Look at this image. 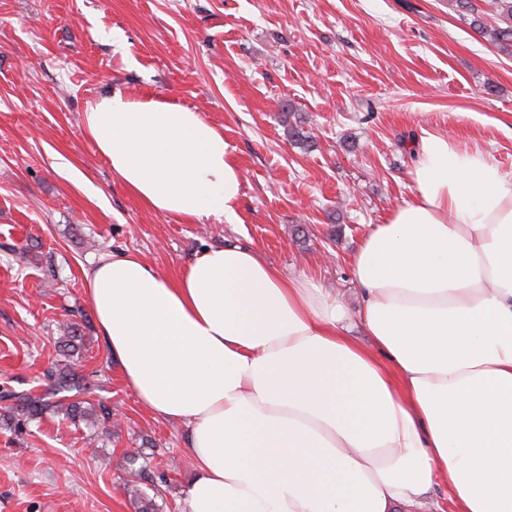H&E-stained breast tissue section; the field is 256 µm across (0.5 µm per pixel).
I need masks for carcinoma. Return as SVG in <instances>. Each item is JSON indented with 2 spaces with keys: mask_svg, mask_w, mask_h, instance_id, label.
Returning a JSON list of instances; mask_svg holds the SVG:
<instances>
[{
  "mask_svg": "<svg viewBox=\"0 0 512 512\" xmlns=\"http://www.w3.org/2000/svg\"><path fill=\"white\" fill-rule=\"evenodd\" d=\"M457 11L472 17L473 27L502 50L512 48V0H495L497 18L487 25L473 0H454ZM61 347L67 356L64 362H56L43 374L44 381L38 388L17 392L10 387H0V408L4 410L6 426L15 433H23L34 421L47 416L61 415L73 424L82 421L106 430L112 428V408L105 402L86 401L82 395L91 389V382L77 371L73 358L80 355L83 336L79 325L64 326ZM75 394H70V391Z\"/></svg>",
  "mask_w": 512,
  "mask_h": 512,
  "instance_id": "carcinoma-1",
  "label": "carcinoma"
}]
</instances>
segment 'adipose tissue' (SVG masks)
Segmentation results:
<instances>
[{
    "instance_id": "obj_1",
    "label": "adipose tissue",
    "mask_w": 512,
    "mask_h": 512,
    "mask_svg": "<svg viewBox=\"0 0 512 512\" xmlns=\"http://www.w3.org/2000/svg\"><path fill=\"white\" fill-rule=\"evenodd\" d=\"M81 131L148 209L238 223L241 170L201 113L108 90ZM411 182L352 256L354 313L237 245L175 278L130 251L84 268L138 403L187 429L183 512H430L439 485L455 512H512V173L428 132Z\"/></svg>"
}]
</instances>
